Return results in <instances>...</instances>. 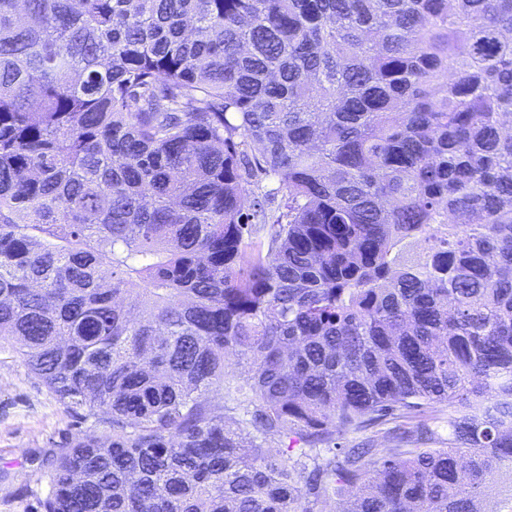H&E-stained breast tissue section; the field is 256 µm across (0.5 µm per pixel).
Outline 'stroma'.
<instances>
[{
	"instance_id": "obj_1",
	"label": "stroma",
	"mask_w": 512,
	"mask_h": 512,
	"mask_svg": "<svg viewBox=\"0 0 512 512\" xmlns=\"http://www.w3.org/2000/svg\"><path fill=\"white\" fill-rule=\"evenodd\" d=\"M112 430L62 406L28 369L12 341L0 338V512H42L50 490L43 459L78 435Z\"/></svg>"
}]
</instances>
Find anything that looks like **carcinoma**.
<instances>
[{
  "mask_svg": "<svg viewBox=\"0 0 512 512\" xmlns=\"http://www.w3.org/2000/svg\"><path fill=\"white\" fill-rule=\"evenodd\" d=\"M504 114L512 0H0V337L112 428L44 512H485Z\"/></svg>",
  "mask_w": 512,
  "mask_h": 512,
  "instance_id": "carcinoma-1",
  "label": "carcinoma"
}]
</instances>
